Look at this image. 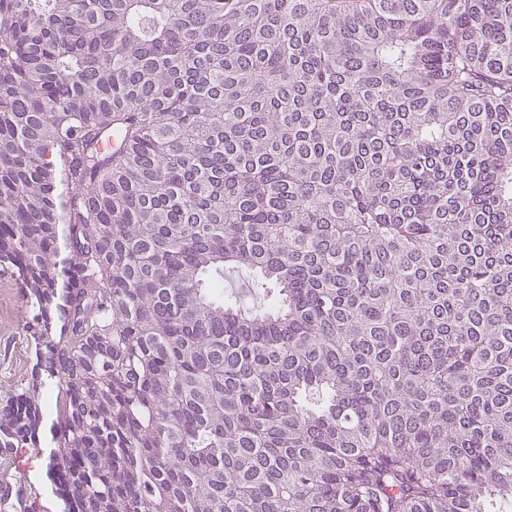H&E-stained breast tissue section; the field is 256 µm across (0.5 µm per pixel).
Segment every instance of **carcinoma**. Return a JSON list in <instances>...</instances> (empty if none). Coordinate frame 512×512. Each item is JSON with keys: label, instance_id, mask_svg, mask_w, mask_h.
I'll return each instance as SVG.
<instances>
[{"label": "carcinoma", "instance_id": "carcinoma-1", "mask_svg": "<svg viewBox=\"0 0 512 512\" xmlns=\"http://www.w3.org/2000/svg\"><path fill=\"white\" fill-rule=\"evenodd\" d=\"M0 268L67 512H512V0H0Z\"/></svg>", "mask_w": 512, "mask_h": 512}]
</instances>
